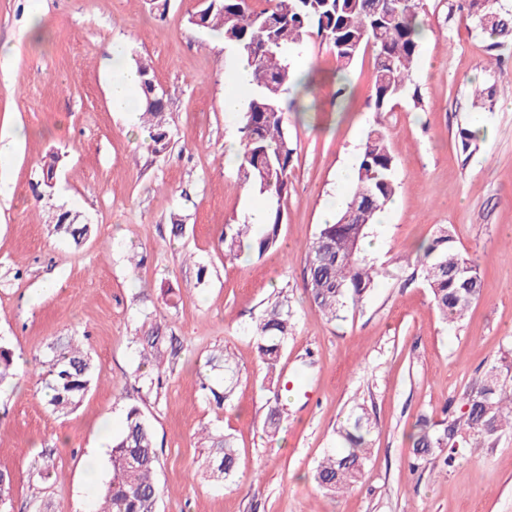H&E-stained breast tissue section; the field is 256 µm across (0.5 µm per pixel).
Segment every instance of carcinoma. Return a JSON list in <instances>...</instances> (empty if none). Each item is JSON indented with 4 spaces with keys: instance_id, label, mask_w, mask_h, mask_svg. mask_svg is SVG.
I'll return each mask as SVG.
<instances>
[{
    "instance_id": "carcinoma-1",
    "label": "carcinoma",
    "mask_w": 512,
    "mask_h": 512,
    "mask_svg": "<svg viewBox=\"0 0 512 512\" xmlns=\"http://www.w3.org/2000/svg\"><path fill=\"white\" fill-rule=\"evenodd\" d=\"M422 0H274L256 10L250 0H217L216 8L201 17L199 28L219 32L225 47L238 54L249 73L250 91L238 123L243 147L240 180L265 198L261 224L224 225V259L233 262L243 254L262 257L276 247L284 219L283 201L291 190L290 174L296 148L288 135V112L299 110L301 98L311 93L315 77L295 75L288 53L313 36L329 45L338 70L350 68L358 56L371 50L373 81L371 99L377 112L410 99L419 104L411 76L420 46ZM492 16L486 34L512 38V10L500 0L483 8ZM142 122L151 130L156 152L168 149L171 140L165 105L147 104L145 83L139 86ZM396 158L386 135L371 129L362 144L356 165L355 185L345 210L332 222L321 224L307 248L305 285L311 301L329 322L341 318L348 306L361 303L375 288L379 269L364 254V240L378 214L395 195ZM54 230L81 245L87 224H56ZM415 266L432 302L446 322L463 319L481 297L483 278L479 264L455 245L448 228L422 242ZM295 315L284 291L275 294L258 316L254 337L257 357L266 375L273 374L284 344L292 333ZM147 388L160 382L163 361L181 351L178 337L153 326L132 339ZM41 391L55 413L75 409L94 381L91 355L70 336L46 346L41 357ZM205 398L219 408L230 403L239 368L227 352L211 354L199 370ZM21 379L15 354L0 342V387ZM461 415L441 431L425 423L413 441L414 455L448 451L445 466L474 441L490 444L512 430V387L490 371L479 386L466 394ZM372 426L365 408L348 416L340 427L343 451L334 450L317 462L314 480L329 494H341L356 484L368 459ZM208 444L204 472L231 486L237 483L235 439L204 429ZM158 456L151 424L136 404L127 407L123 427L112 439V478L105 487L99 512H157L159 489L153 478ZM42 484L58 478L49 450L38 454L34 466ZM12 475L0 471V512H10Z\"/></svg>"
}]
</instances>
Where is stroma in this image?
I'll use <instances>...</instances> for the list:
<instances>
[{
  "label": "stroma",
  "mask_w": 512,
  "mask_h": 512,
  "mask_svg": "<svg viewBox=\"0 0 512 512\" xmlns=\"http://www.w3.org/2000/svg\"><path fill=\"white\" fill-rule=\"evenodd\" d=\"M196 0H0V133L26 137L0 164V340L18 364L46 345L82 337L95 382L72 412L53 413L34 377L0 393V470L14 476L12 512H95L111 470L98 424L120 431L137 404L156 441L158 512H512V431L457 456L416 458L418 420L441 429L461 413L462 396L491 367L512 384V44L492 47L457 0H424L426 32L413 73L418 101L374 111L372 59L359 55L345 77L319 38L290 51L298 74L315 72L307 112L290 114L296 147L280 243L261 258L224 260L221 233L259 210L224 142L238 125L224 114L229 75L222 37L192 25ZM40 20L43 38L31 34ZM150 63L166 91L172 134L154 152L148 131L130 127L109 99V45ZM499 65H492V58ZM494 87L492 107L475 85ZM379 126L396 157L397 192L386 223L375 224L382 268L358 307L326 321L305 289L307 247L329 197L347 201L366 133ZM480 136L469 150L461 128ZM57 155L56 184L42 166ZM90 224L80 246L53 230L59 209ZM185 226L182 236L172 224ZM447 226L480 266V299L457 323H443L421 278L407 266L421 240ZM287 290L296 315L282 350L279 381L257 366L252 327L268 300ZM152 320H145V313ZM172 329L182 350L159 387L141 388L131 340L151 324ZM228 351L239 382L229 407L203 396L204 357ZM280 390L286 404L275 440L265 421ZM372 422L369 459L357 484L324 494L312 474L340 448V423L357 408ZM233 434L239 481L205 477L202 428ZM50 448L60 481L32 478ZM96 456L100 476L86 484Z\"/></svg>",
  "instance_id": "1"
}]
</instances>
